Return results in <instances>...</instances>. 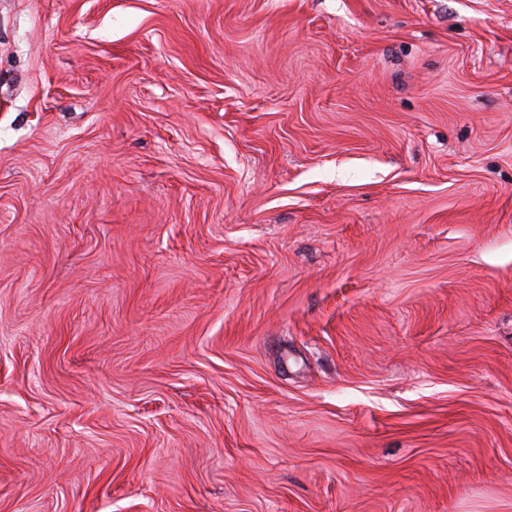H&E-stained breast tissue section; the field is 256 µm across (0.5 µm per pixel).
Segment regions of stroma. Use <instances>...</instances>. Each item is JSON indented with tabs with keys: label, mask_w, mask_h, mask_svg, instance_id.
Wrapping results in <instances>:
<instances>
[{
	"label": "stroma",
	"mask_w": 512,
	"mask_h": 512,
	"mask_svg": "<svg viewBox=\"0 0 512 512\" xmlns=\"http://www.w3.org/2000/svg\"><path fill=\"white\" fill-rule=\"evenodd\" d=\"M0 512H512V0H0Z\"/></svg>",
	"instance_id": "1"
}]
</instances>
